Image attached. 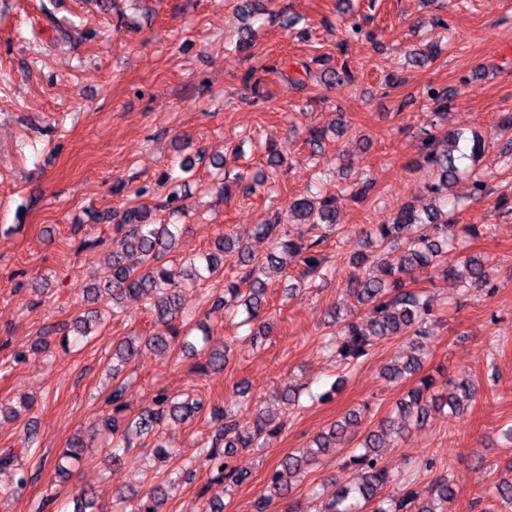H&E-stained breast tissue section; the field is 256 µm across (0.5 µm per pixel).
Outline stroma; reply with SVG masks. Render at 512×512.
I'll list each match as a JSON object with an SVG mask.
<instances>
[{"instance_id": "35a3bbf8", "label": "stroma", "mask_w": 512, "mask_h": 512, "mask_svg": "<svg viewBox=\"0 0 512 512\" xmlns=\"http://www.w3.org/2000/svg\"><path fill=\"white\" fill-rule=\"evenodd\" d=\"M261 3L263 13L251 17L242 0H0V403L23 394L34 400L19 419L0 416V449L18 448L32 425L37 455L52 460L75 436L88 435L112 384L113 344L155 331L143 303L129 301L74 350L30 347L45 325L83 315L86 284L111 280L106 252L77 250L81 238L103 233V215L136 201L152 223H170L162 204L174 187L185 196L187 230L171 260L209 250L225 233L263 257L273 245L256 236V225L285 212L292 197L317 191V175L337 194L366 177L373 194L342 200L340 228L322 245L328 274L294 296L287 278L270 280L268 336L253 339L196 294L193 316L231 344L224 371L202 372L207 351L174 344L143 350L120 373L131 416L161 392L231 407L245 431L261 412L286 414L282 433L233 457V467L249 474L240 484L213 481L204 462L215 421L201 417L165 430L174 449L167 471H195L193 480L167 487L166 512H196L212 498L223 500L224 512H256L266 476L282 457L357 407L365 411L363 429L376 426L412 387V380L396 384L383 375L409 352L410 337L382 339L350 367L323 349L332 331L328 313L347 304L346 259L369 251L372 225L392 223L405 202L429 205L426 186L434 177L410 166L425 135L466 123L488 142L480 161L488 194L475 196L467 179L454 185L458 245L438 268L416 273L410 287L433 294L439 317L423 341L424 371L472 380L477 393L460 417L429 409L394 447L381 449L380 461L398 477L417 472L423 490L448 476L455 493L445 512H498L494 485L512 474V440L505 435L512 426V165L496 138L504 113L512 112V0H457L453 7L443 0ZM353 14L364 31L349 38ZM285 16L298 17L297 28L282 26ZM249 24L256 45L245 54L232 40ZM434 39L442 42L438 57L409 64V52ZM322 54L349 61L352 79L285 86L282 73H296ZM249 71L261 82L262 98L243 80ZM430 85L451 89L447 117L426 99ZM313 127L327 132L319 153L306 141ZM270 145L286 156L274 182L251 196L237 190L220 198L225 173L254 177ZM200 150L206 160L182 172L180 160ZM464 253L489 261L494 291L451 287L444 272ZM243 381L250 391L239 398ZM287 383L326 399L287 412L277 399ZM155 471L140 451L106 464L86 458L68 479L47 470L17 492L8 469L0 472V512H56L78 496L107 512L117 495L151 489ZM351 477L342 454L328 452L266 512H316ZM53 492L57 505H45Z\"/></svg>"}]
</instances>
